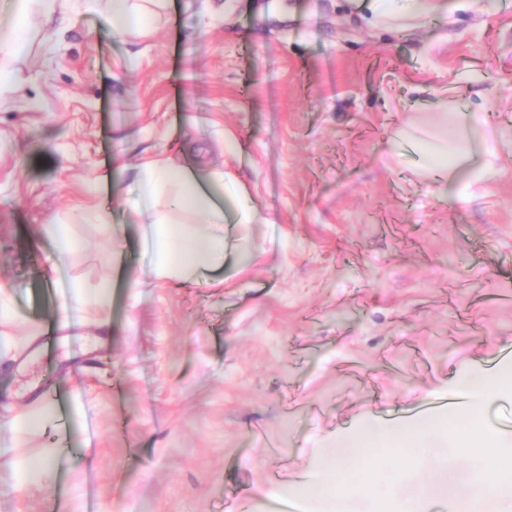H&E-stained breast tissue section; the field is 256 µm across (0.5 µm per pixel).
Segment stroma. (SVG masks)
Masks as SVG:
<instances>
[{"instance_id":"obj_1","label":"stroma","mask_w":512,"mask_h":512,"mask_svg":"<svg viewBox=\"0 0 512 512\" xmlns=\"http://www.w3.org/2000/svg\"><path fill=\"white\" fill-rule=\"evenodd\" d=\"M26 33L0 92V450L41 476L1 465L0 512H371L321 465L336 437L512 363V303L488 304L512 290V0H166L146 36L98 0ZM444 107L496 134L453 182L398 135ZM150 157L238 180L256 223L228 199L196 227L221 264L155 275L126 204ZM73 281L108 296L62 310Z\"/></svg>"}]
</instances>
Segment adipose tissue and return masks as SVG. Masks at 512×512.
Returning <instances> with one entry per match:
<instances>
[{
    "instance_id": "ef3b65f1",
    "label": "adipose tissue",
    "mask_w": 512,
    "mask_h": 512,
    "mask_svg": "<svg viewBox=\"0 0 512 512\" xmlns=\"http://www.w3.org/2000/svg\"><path fill=\"white\" fill-rule=\"evenodd\" d=\"M75 0H19L14 16L0 19V90L13 86V66L26 46L25 21L30 11H38L46 22L65 26L72 15ZM481 113H470L462 131V148H449L447 142L428 143V170L437 169L456 174L470 157L473 149L489 150L490 139L482 130ZM177 192L171 203L177 213H187L200 224H220L224 209L219 201L224 197L238 199L243 220L253 214L247 199L241 198L233 177L223 171L209 174L207 185H200L194 173L188 172L165 158L144 160L138 167L136 181L130 192L129 204L134 213L149 210L156 198L168 187ZM150 245L156 255L157 272L161 275L186 276L210 265L224 250V242L191 231L181 222H162L150 233Z\"/></svg>"
}]
</instances>
